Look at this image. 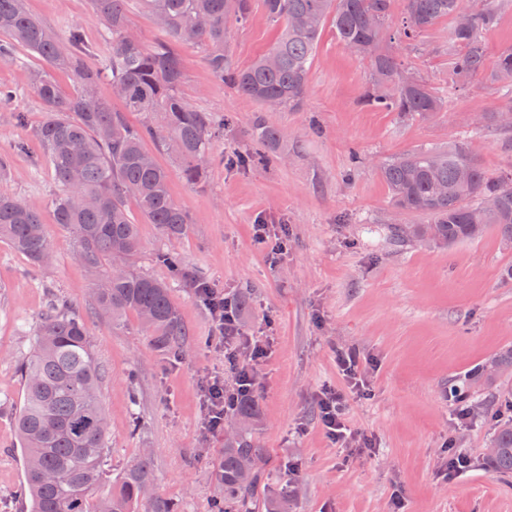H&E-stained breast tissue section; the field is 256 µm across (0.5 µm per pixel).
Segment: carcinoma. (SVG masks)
Returning <instances> with one entry per match:
<instances>
[{"label": "carcinoma", "mask_w": 512, "mask_h": 512, "mask_svg": "<svg viewBox=\"0 0 512 512\" xmlns=\"http://www.w3.org/2000/svg\"><path fill=\"white\" fill-rule=\"evenodd\" d=\"M93 14L107 28V54L99 67L86 58L90 48L78 26L60 38L34 17L26 0H0V59L9 61L21 49L74 76L64 94L46 71L33 75V89L44 112L32 138L15 142L11 151L43 159L58 183L51 199L57 224L75 239L74 256L96 277L97 311L118 322L137 315L152 345L174 358L184 353L187 330L171 297L170 286L135 266L140 251L138 223L128 202L135 201L146 224H155L171 239L184 236L186 213L174 202L168 171L146 160L145 142L179 162L186 181H202L214 140L224 133V117L191 106L181 95L184 82L180 49L196 46L217 82L261 106L275 100L281 110L302 108L321 32L331 24L338 40L365 60L370 81L368 106L403 117L427 118L441 111L442 98L422 78L400 67L381 49L387 31L412 40L444 19H452L451 70L467 79L486 68L485 35L498 23L493 0L477 7L463 0H402L403 16L392 18L393 0H262L267 19L281 28L268 52L249 67H232L224 57L227 24L242 23L251 0H138L154 16L161 38L151 47L128 40L130 0H90ZM124 92L117 111L96 96L102 78ZM504 93L501 103L482 119L499 124L512 113V48L503 50L490 74ZM16 94L0 86V109L15 108ZM142 116L128 122L126 113ZM257 142L271 147L281 131L256 123ZM395 208L429 216L428 224H391L398 242L450 245L476 240L493 231L512 246V175L490 177L462 145L446 149L408 150L381 168ZM0 242L36 265L49 262L50 238L39 209L0 187ZM155 260L169 267L175 280L184 276L180 255L164 250ZM512 375V349L501 352L467 375L476 385ZM23 395L15 414L24 461L21 494L31 512H139L150 484V462L143 457L112 483V493L93 499L107 457V415L99 392L103 371L95 363L84 319L66 306L51 304L34 330L31 356L21 367ZM259 407L240 395L225 417L251 425L224 437L213 462V476L223 496L211 512H288V492L261 494L268 477L258 466L266 449L255 444ZM496 452L489 455L499 473H512V418L494 434Z\"/></svg>", "instance_id": "cac0c4a2"}]
</instances>
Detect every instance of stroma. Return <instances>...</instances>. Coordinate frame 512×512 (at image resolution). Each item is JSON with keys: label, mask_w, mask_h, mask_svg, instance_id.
Here are the masks:
<instances>
[{"label": "stroma", "mask_w": 512, "mask_h": 512, "mask_svg": "<svg viewBox=\"0 0 512 512\" xmlns=\"http://www.w3.org/2000/svg\"><path fill=\"white\" fill-rule=\"evenodd\" d=\"M261 2L253 0L246 22L227 28L224 51L236 68L247 67L277 37ZM27 7L58 35L80 26L92 48L89 63L100 66L106 31L90 0H27ZM449 29L442 22L417 41L383 42L446 99L441 112L416 120L363 104L368 66L329 27L297 111H263L218 83L200 49L182 51V95L230 121L212 146L203 185L187 183L172 155L156 153L190 224L178 240L140 224L137 265L170 281L155 255L172 249L193 280L225 298L247 291L249 303L238 318L242 332L272 339L257 370L262 422L255 437L267 450L263 469L271 488L291 492L288 512H512V474L493 471L487 459L500 419L512 414L494 403L503 383L470 389L477 413L464 426L450 395L486 358L512 349V279L505 275L512 247L492 232L438 247L397 243L387 231L391 224L428 221L393 207L380 167L395 155L461 142L489 176L512 173V131L478 120L497 106L499 94L482 74L456 80L448 64ZM42 66L23 51L0 62V84L15 90V106L26 114L20 126L0 112V149L30 137L42 121L31 81ZM259 119L283 132V160L226 164V156L252 151L250 133ZM0 185L40 209L53 251L52 263L38 267L0 243V512H29L18 494L24 468L13 417L22 395L19 367L54 301L83 317L105 373L100 399L109 452L94 497L107 495L125 467L147 456L152 497L180 501L183 512H210L221 494L212 462L224 434L203 432L199 384L211 375L234 383L210 310L192 283L175 286L190 348L179 359L159 353L135 314L115 324L95 311L93 278L75 262L72 236L54 221L50 200L58 185L48 164L16 157ZM257 224L286 225L282 254H273V240L255 238ZM340 351L359 357L366 391L347 389L336 367ZM327 389L344 391L346 425L368 436L370 447H347L324 432L316 397ZM452 449L470 461L453 477Z\"/></svg>", "instance_id": "1"}]
</instances>
